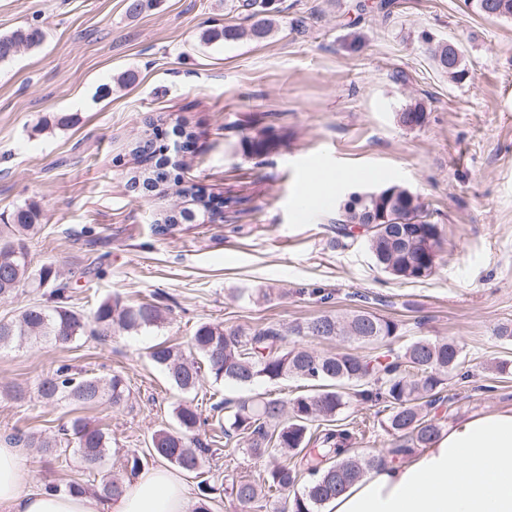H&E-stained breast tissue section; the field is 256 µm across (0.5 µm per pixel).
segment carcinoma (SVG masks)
<instances>
[{"instance_id": "cac0c4a2", "label": "carcinoma", "mask_w": 512, "mask_h": 512, "mask_svg": "<svg viewBox=\"0 0 512 512\" xmlns=\"http://www.w3.org/2000/svg\"><path fill=\"white\" fill-rule=\"evenodd\" d=\"M272 0H242L238 7L252 19L249 27L212 26L202 33L208 44L237 42L242 39L264 40L272 32ZM475 10L486 17L511 18L512 0H469ZM43 33L37 26L18 28L0 35V62L12 58L22 47L41 44ZM433 43L432 55L439 69L453 80L466 76L463 55L448 60V47ZM410 128L425 120L424 106L408 104L399 115ZM244 152L261 157L268 153L264 136L244 141ZM133 152L146 179L158 184L165 172L150 163L145 149L138 144ZM422 204L418 197L400 186L392 185L366 198L353 196L344 205L336 222L342 239L363 237L368 250L384 272L402 280H420L431 276L444 247L438 224H416ZM42 230V213L35 203H24L10 214V223L0 229V299L14 297L25 287L44 288L43 299L25 305L17 317L0 319V348L33 339L66 343L92 331L108 335L117 324L128 332H138L164 321L160 306L138 302L126 304L118 298L105 299L86 316L69 306V284L58 272L44 266L37 275L28 271L27 240ZM295 336L331 341L368 344L377 350L371 356L346 351L322 353L304 343L288 345L281 331L273 326L254 331L226 329L220 323H202L191 336L189 352L174 345H158L150 353L182 392L194 391L200 382L201 364H206L216 381L240 386H255L264 381L293 377L312 387L313 393L292 400L255 395L238 401L224 417V438L245 441L250 453L263 458L286 449L291 461L269 468L262 482L240 479L232 482L230 496L244 512L273 493L290 492L302 475H307L303 494L284 498L286 512H321L332 497L358 481L367 468L384 462L377 455L362 456L351 451L361 429L353 423H339V415L352 396L363 402L384 403L389 414L384 421L388 433L395 436L386 453L394 460L427 448L447 429L437 403L448 376L462 368L461 347L445 339H417L395 349L400 339L399 324L369 310L349 314L324 313L291 329ZM124 379L114 374L103 383L83 376L67 365L59 366L38 385L39 395L48 403L69 400L84 407L104 402L120 403L125 397ZM175 427L157 430L146 454H134L127 467L135 474L149 463L165 460L184 471L201 466L204 448L194 433L201 426L197 410L180 403L174 408ZM67 442L87 469L101 465L109 454L106 430L81 418L65 430ZM125 484L104 480L95 493L104 499L120 496Z\"/></svg>"}]
</instances>
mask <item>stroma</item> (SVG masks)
<instances>
[{
    "instance_id": "35a3bbf8",
    "label": "stroma",
    "mask_w": 512,
    "mask_h": 512,
    "mask_svg": "<svg viewBox=\"0 0 512 512\" xmlns=\"http://www.w3.org/2000/svg\"><path fill=\"white\" fill-rule=\"evenodd\" d=\"M278 26L264 40L207 45L203 30L247 25L225 0H0V35L35 25L43 43L0 63V214L34 202L41 234L27 245L32 271L52 266L84 313L114 296L160 303L167 321L138 333L113 328L68 343L0 349V444L31 432L57 437L81 417L108 429L111 452L97 470L61 452L22 451L34 485L129 478L126 459L154 431L173 426L185 401L200 414L203 469L214 485L261 480L268 460L225 444L218 402L247 389L202 373L182 393L148 356L187 345L204 322L288 331L322 313L366 308L399 323L405 340L447 338L462 349L465 376H451L439 409L448 423L512 408V359L499 326H512V18H488L467 0H275ZM452 41L467 77L450 81L420 35ZM133 72V83L117 82ZM422 101V126H402ZM266 132L261 158L242 151ZM160 136L168 151L186 137L180 187L221 203L167 233L155 227L179 198L134 188L135 142ZM343 174L330 202L295 218L306 176ZM401 185L427 221L441 225L435 273L416 281L381 272L363 239L338 247L336 219L352 193ZM329 293L320 302L314 289ZM101 378L120 374L117 404L84 409L45 403L40 379L59 365ZM383 405L350 398L346 419L366 420L355 450L381 454L394 441Z\"/></svg>"
}]
</instances>
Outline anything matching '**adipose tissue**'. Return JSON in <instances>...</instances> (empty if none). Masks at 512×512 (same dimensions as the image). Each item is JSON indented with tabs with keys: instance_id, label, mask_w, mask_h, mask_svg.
I'll return each instance as SVG.
<instances>
[{
	"instance_id": "1",
	"label": "adipose tissue",
	"mask_w": 512,
	"mask_h": 512,
	"mask_svg": "<svg viewBox=\"0 0 512 512\" xmlns=\"http://www.w3.org/2000/svg\"><path fill=\"white\" fill-rule=\"evenodd\" d=\"M190 501L189 486L164 466L108 501L34 490L17 448L0 444V512H190ZM327 512H512V409L465 418L408 461L382 463Z\"/></svg>"
}]
</instances>
